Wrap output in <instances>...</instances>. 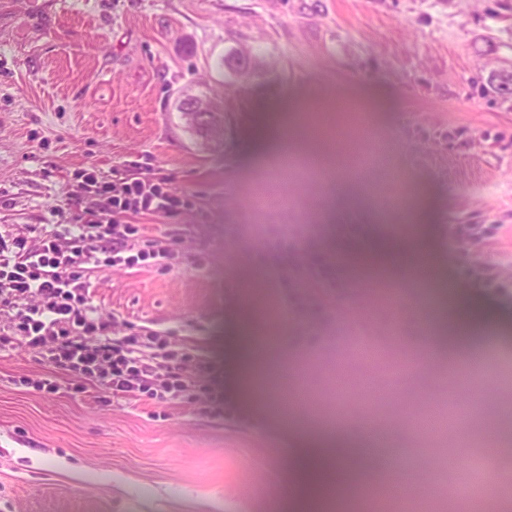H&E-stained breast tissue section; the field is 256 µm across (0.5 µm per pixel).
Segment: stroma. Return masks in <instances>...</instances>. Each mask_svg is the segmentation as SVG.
I'll return each instance as SVG.
<instances>
[{
    "instance_id": "1",
    "label": "stroma",
    "mask_w": 512,
    "mask_h": 512,
    "mask_svg": "<svg viewBox=\"0 0 512 512\" xmlns=\"http://www.w3.org/2000/svg\"><path fill=\"white\" fill-rule=\"evenodd\" d=\"M238 49L263 63L244 81ZM511 73L512 0H0V234L44 230L63 200L66 223L97 221L83 171L175 191L176 213L118 214L158 255L92 273L90 296L113 337L167 339L163 367H211L209 393L160 403L0 355V512H294L287 427L327 416L358 444L375 421L428 485L398 503L366 482L344 512H497L439 462L512 473L493 438L512 420ZM189 95L217 112L191 121ZM289 117L309 148L285 160L265 133ZM374 238L421 243L433 279L351 265ZM448 280L494 318L479 390L442 341ZM246 324L279 344L266 396L239 385Z\"/></svg>"
}]
</instances>
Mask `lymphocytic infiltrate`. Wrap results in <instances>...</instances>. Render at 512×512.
<instances>
[{
  "label": "lymphocytic infiltrate",
  "instance_id": "lymphocytic-infiltrate-1",
  "mask_svg": "<svg viewBox=\"0 0 512 512\" xmlns=\"http://www.w3.org/2000/svg\"><path fill=\"white\" fill-rule=\"evenodd\" d=\"M84 183L107 197L112 216L92 224H57L45 236H0V352L27 349L69 372L77 393L95 388L128 399L144 394L161 403L190 398L206 373L203 359L159 376L167 341L154 334L114 340L87 281L101 266L121 263L124 252L146 255L136 225L117 223L114 213L130 207L170 213L179 199L143 178L110 183L89 172Z\"/></svg>",
  "mask_w": 512,
  "mask_h": 512
}]
</instances>
